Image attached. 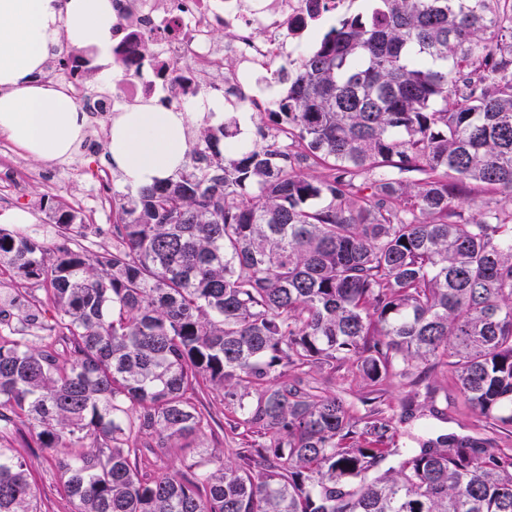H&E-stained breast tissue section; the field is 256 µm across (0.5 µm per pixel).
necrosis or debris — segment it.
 Here are the masks:
<instances>
[{"mask_svg":"<svg viewBox=\"0 0 512 512\" xmlns=\"http://www.w3.org/2000/svg\"><path fill=\"white\" fill-rule=\"evenodd\" d=\"M112 58L120 84L96 88L74 74L65 54L56 69L60 88L92 118L151 99L165 110L210 101L225 108L274 111L277 73L305 49L309 34L355 0H116ZM223 34L212 39L213 31ZM237 66L225 71L224 61Z\"/></svg>","mask_w":512,"mask_h":512,"instance_id":"4bbe7bcc","label":"necrosis or debris"}]
</instances>
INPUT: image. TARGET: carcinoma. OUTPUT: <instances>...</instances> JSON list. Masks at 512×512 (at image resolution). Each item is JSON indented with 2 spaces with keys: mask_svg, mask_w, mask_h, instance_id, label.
Returning <instances> with one entry per match:
<instances>
[{
  "mask_svg": "<svg viewBox=\"0 0 512 512\" xmlns=\"http://www.w3.org/2000/svg\"><path fill=\"white\" fill-rule=\"evenodd\" d=\"M369 2L281 70L258 140L226 115L176 177L113 192L112 250L67 210L50 248L0 228V266L44 289L41 330L72 349L0 336V434L34 431L73 512H512V448H391L379 410L301 377L446 366L475 416L512 429V0ZM214 387L234 428L263 433L253 457L142 475L139 441L184 447ZM0 512H40L2 445Z\"/></svg>",
  "mask_w": 512,
  "mask_h": 512,
  "instance_id": "obj_1",
  "label": "carcinoma"
}]
</instances>
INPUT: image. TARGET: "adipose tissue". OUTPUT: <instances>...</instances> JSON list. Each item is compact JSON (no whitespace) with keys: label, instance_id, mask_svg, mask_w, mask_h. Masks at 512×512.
Returning a JSON list of instances; mask_svg holds the SVG:
<instances>
[{"label":"adipose tissue","instance_id":"adipose-tissue-1","mask_svg":"<svg viewBox=\"0 0 512 512\" xmlns=\"http://www.w3.org/2000/svg\"><path fill=\"white\" fill-rule=\"evenodd\" d=\"M65 36L116 70L112 0H0V132L41 161L69 156L88 123L48 74ZM192 117L149 100L113 113L107 165L134 189L170 178L184 162Z\"/></svg>","mask_w":512,"mask_h":512}]
</instances>
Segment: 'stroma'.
Wrapping results in <instances>:
<instances>
[{
  "label": "stroma",
  "mask_w": 512,
  "mask_h": 512,
  "mask_svg": "<svg viewBox=\"0 0 512 512\" xmlns=\"http://www.w3.org/2000/svg\"><path fill=\"white\" fill-rule=\"evenodd\" d=\"M7 137L0 133V210L20 208L26 211L31 221L15 225V232H36V225H44L41 239L53 241L54 234L48 229L54 223L58 208L77 210L80 216H92L87 224L86 243L92 251H103L112 246V210L104 208L89 214L86 205L94 198L101 184H110L114 190L123 185L104 161L107 138L97 140L94 150H80L75 161L65 159L45 163L29 157L17 147L2 151ZM309 381L317 383L326 394L342 396L356 414H363L362 397L367 390L358 375L348 365L312 368ZM436 387L437 415L426 414L412 420H403L407 400L414 392L411 380L393 378L379 385L376 406L391 419L396 429L398 446H411L414 438L433 437L440 433L453 432L460 436L481 437L491 440L498 447H512V431H506L475 417L461 402L455 389L448 383V373L436 370L429 377ZM202 404L209 415V426L199 437V446L223 452L226 460L242 463L257 437L233 434L230 426L238 415L237 407L225 395L223 389H211L204 395ZM4 445L14 448L24 457L37 486L38 506L41 512H72L73 506L65 496L60 475L47 454L35 443L31 430L17 426L4 440Z\"/></svg>",
  "instance_id": "1"
}]
</instances>
